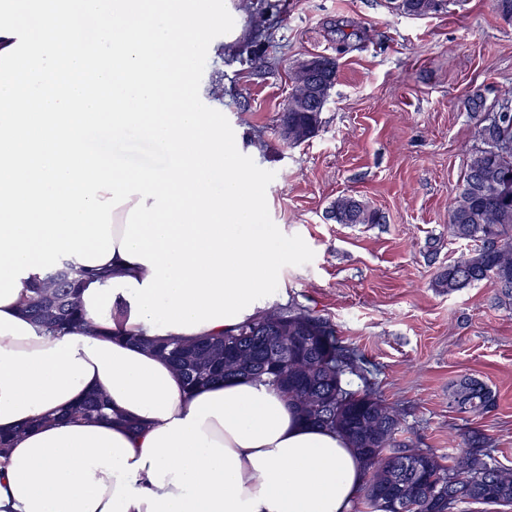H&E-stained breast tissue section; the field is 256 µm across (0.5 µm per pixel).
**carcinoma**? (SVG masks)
I'll return each mask as SVG.
<instances>
[{
	"label": "carcinoma",
	"instance_id": "obj_1",
	"mask_svg": "<svg viewBox=\"0 0 512 512\" xmlns=\"http://www.w3.org/2000/svg\"><path fill=\"white\" fill-rule=\"evenodd\" d=\"M446 0H388L397 15L424 18ZM309 93L293 86L288 100L305 95L282 113L288 145L313 138L334 81L308 79ZM476 132L481 146L469 156L453 205L448 209V234L477 243L435 277V287L454 293L484 280L493 281L499 300L512 304V117L494 123L485 115ZM338 224H379L378 210L354 196L333 205ZM87 272L71 264L38 279L26 314L41 329L59 333L81 321V283ZM130 341L167 359L191 388L244 377L268 385L288 397L301 417L342 434L364 458L368 479L354 512H443L448 494L461 493L459 503L512 505V469L490 462L489 439L478 430L463 436L461 451L448 460L424 452L402 437L403 418L392 404L369 389L355 390L346 376L365 379L355 353L339 344L336 329L325 319L296 306H273L251 320L192 341L178 338ZM493 391L474 378L448 389L451 408L482 416L495 407ZM107 404L89 396L66 412L79 419L106 418Z\"/></svg>",
	"mask_w": 512,
	"mask_h": 512
}]
</instances>
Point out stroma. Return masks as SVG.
Listing matches in <instances>:
<instances>
[{"instance_id": "stroma-1", "label": "stroma", "mask_w": 512, "mask_h": 512, "mask_svg": "<svg viewBox=\"0 0 512 512\" xmlns=\"http://www.w3.org/2000/svg\"><path fill=\"white\" fill-rule=\"evenodd\" d=\"M197 42L188 80L227 135L250 144L242 167L264 185L255 221L298 246L276 285L279 302L328 320L364 362L377 396L402 409L408 436L439 456L477 429L512 468V304L486 280L455 293L434 285L465 251L448 208L478 147L471 109L512 87V22L492 0H448L425 18L387 0H237ZM318 54L337 75L315 137L278 135L289 69ZM221 73L224 96L207 94ZM358 195L381 224H339L337 196ZM486 383L497 406L475 418L448 405L452 382Z\"/></svg>"}]
</instances>
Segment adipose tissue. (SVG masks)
Masks as SVG:
<instances>
[{"instance_id": "ef3b65f1", "label": "adipose tissue", "mask_w": 512, "mask_h": 512, "mask_svg": "<svg viewBox=\"0 0 512 512\" xmlns=\"http://www.w3.org/2000/svg\"><path fill=\"white\" fill-rule=\"evenodd\" d=\"M213 0H0V512H351L367 480L341 434L233 379L187 389L132 337L213 335L276 300L294 248L253 221L244 143L185 73ZM169 151L129 168L91 132ZM109 268L59 336L24 314L34 276ZM102 394L107 420L66 418ZM133 419L143 425L131 432Z\"/></svg>"}]
</instances>
